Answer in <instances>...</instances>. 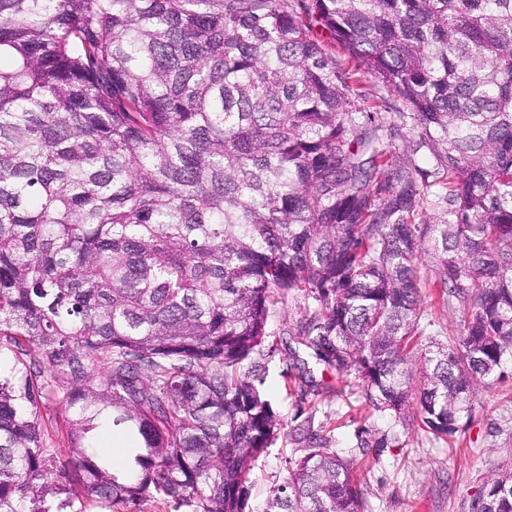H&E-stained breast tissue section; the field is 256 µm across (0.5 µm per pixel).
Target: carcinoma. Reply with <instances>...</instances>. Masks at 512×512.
<instances>
[{
	"mask_svg": "<svg viewBox=\"0 0 512 512\" xmlns=\"http://www.w3.org/2000/svg\"><path fill=\"white\" fill-rule=\"evenodd\" d=\"M372 83L407 111H362ZM425 251L450 347L421 340ZM298 293V343L435 438L502 376L512 0H0V512H245ZM267 512H367L354 462L314 439ZM471 512H512V472ZM44 403L45 405L41 406V415L49 431L51 446H53V448H67V441L61 432L64 431L62 425V409L56 405L55 401H44Z\"/></svg>",
	"mask_w": 512,
	"mask_h": 512,
	"instance_id": "carcinoma-1",
	"label": "carcinoma"
}]
</instances>
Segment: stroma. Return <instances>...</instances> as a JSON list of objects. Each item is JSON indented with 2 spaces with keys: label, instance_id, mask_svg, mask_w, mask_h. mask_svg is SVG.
<instances>
[{
  "label": "stroma",
  "instance_id": "1",
  "mask_svg": "<svg viewBox=\"0 0 512 512\" xmlns=\"http://www.w3.org/2000/svg\"><path fill=\"white\" fill-rule=\"evenodd\" d=\"M421 323L427 340L445 343L464 332L463 310L447 290L433 287L431 257H423ZM311 301L291 296L271 310L265 342L263 390L282 420L278 438L253 464L248 512H266L272 487L311 438L363 469L370 512H470L488 476L512 470V361L500 381L481 385L470 418L452 437L435 439L389 411L368 408L353 378L316 363L298 343L296 324ZM301 377L307 393L288 386ZM388 435V447L372 442Z\"/></svg>",
  "mask_w": 512,
  "mask_h": 512
}]
</instances>
